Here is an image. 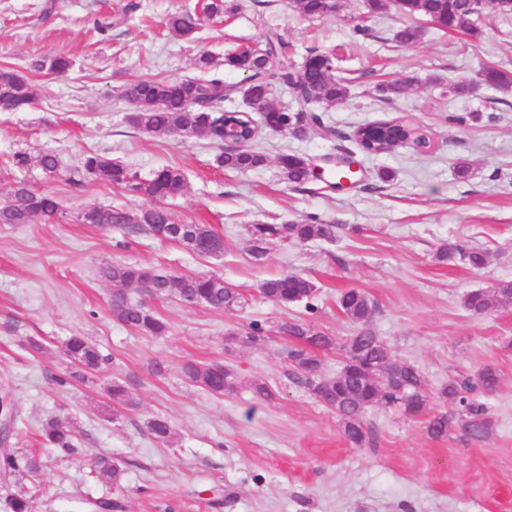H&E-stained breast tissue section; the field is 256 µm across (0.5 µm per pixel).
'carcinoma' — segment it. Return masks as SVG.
Instances as JSON below:
<instances>
[{
  "instance_id": "obj_1",
  "label": "carcinoma",
  "mask_w": 512,
  "mask_h": 512,
  "mask_svg": "<svg viewBox=\"0 0 512 512\" xmlns=\"http://www.w3.org/2000/svg\"><path fill=\"white\" fill-rule=\"evenodd\" d=\"M294 8L305 17L327 15L324 0H293ZM234 5L226 0H207L204 15L213 18L231 13ZM405 17L417 15L434 20L436 24H452L453 30H465L472 35L479 33L474 16L466 7V0H407L395 7ZM201 20L189 12H176L167 17L165 26L169 34L179 40L191 41L198 32ZM289 43L280 36L266 37L262 49L256 53L233 50L224 54V67L250 73L252 83L248 87V98L264 109L263 122L272 131L282 132L288 128V114L271 102L272 90L277 85L288 87L305 111L312 113L311 125L323 134L320 105L332 106L348 98L347 79L336 75L333 59L328 53H312L307 63L296 67L288 57ZM72 65L69 57L51 56L37 64V69L53 74L67 72ZM480 82L503 92L512 89V72L495 66H484L477 72ZM226 85L224 77L214 73L206 77H190L168 80L145 77L126 85L123 97L135 101L131 123L146 132L182 135L206 140L216 145L221 152L216 162L231 170L258 168L266 162L264 155L249 149L254 139L248 120L238 116L236 120L246 127L237 135L241 146L224 147L225 117L223 107ZM38 101L35 85L21 71L10 65L0 66V110L16 112ZM365 149L384 137L395 136L401 142L409 140L420 145L425 137L402 122L385 121L358 129ZM285 179L301 184L308 180L309 165L300 156L284 154L278 158ZM36 164L48 176L59 168L56 154L44 152L31 158L25 152L12 156V165L26 169ZM87 175L112 186L134 193L149 206L139 211H129L120 206L94 207L91 224L109 225L129 232L143 229L177 242L199 255L208 254L207 246L221 241L219 233L205 224H175L163 201L182 193L185 177L181 169L165 166L142 176L117 160L98 153L87 154L77 176L70 178L74 184ZM59 212L55 196L36 192L24 184L15 186L8 200L0 204V224H30L36 220L52 222ZM252 241L308 242L332 235L329 224H255L250 229ZM460 245L442 246L436 255L440 262L450 261L459 254ZM461 255V254H459ZM487 252L475 248L464 250L461 255L474 268L486 264ZM101 279L112 286L109 307L112 317L118 322L145 336H164L169 332L168 322L144 302L132 300L130 291L139 290L158 300L176 298L185 305L205 303L212 308L232 312L243 305L244 297L234 288L224 286V278L218 274L203 273L185 277H172L153 267L139 265H104L99 270ZM261 292L270 301L288 306L312 298L316 285L308 278L296 273H282L261 284ZM512 298V282L500 283L489 289L475 290L467 294L465 305L475 315H488L497 310L502 300ZM338 306L352 322L364 324L374 313V303L368 295L356 289L342 292ZM280 330L291 340L282 350L290 375L298 384L322 405L336 413L344 436L348 442L360 448L369 439L372 429L366 421L367 412L374 406H383L400 411L406 416H417L431 408L437 398L455 406L451 413L439 412L430 415L427 431L440 438L453 431L472 441L486 439L491 433L493 421L483 396L494 392L499 383V373L491 365L483 367L477 374L461 375L448 380L436 394L428 390L423 374L411 363L392 360L390 349L384 342L368 331H361L340 342L295 322H284ZM336 352L342 357V367L336 375L327 377L315 374L322 368V355ZM65 355L71 362L81 366L84 372L100 368L101 351L83 336H71L64 344ZM186 381L202 387L213 395H226L237 390L239 374L232 365L214 362L197 364L186 362L182 367ZM0 408L9 429H14L18 411L13 398L0 395ZM148 431L159 441L171 436L168 421L156 417L148 422ZM45 443L58 448L76 450V431L67 423L52 419L42 429ZM40 462L33 454L21 455L10 447L0 450V479L5 484L19 485L20 478L39 471ZM96 476L120 486L123 468L109 457L94 461ZM12 512H29L30 501L22 489L7 497Z\"/></svg>"
}]
</instances>
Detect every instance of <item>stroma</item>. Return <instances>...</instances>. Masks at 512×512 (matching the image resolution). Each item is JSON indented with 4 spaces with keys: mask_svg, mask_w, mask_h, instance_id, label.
I'll return each instance as SVG.
<instances>
[{
    "mask_svg": "<svg viewBox=\"0 0 512 512\" xmlns=\"http://www.w3.org/2000/svg\"><path fill=\"white\" fill-rule=\"evenodd\" d=\"M127 2L0 0V65L28 67L59 53L74 62L62 75L33 73L38 104L0 112V200L24 182L60 204L52 222L0 224V393L19 408L13 447L41 451L40 474L22 480L35 496L34 512H92L103 499L120 500L122 512H512V302L484 316L465 306L469 292L512 281V92L452 90L482 65L512 70V14L482 21L475 36L421 19L420 38L408 47L396 38L407 18L391 7L369 13L366 0H345L340 14L314 20L289 0H234L233 14L204 20L197 39L185 42L163 23L181 9L197 10L198 0H136L124 23L94 31L95 20ZM270 31L293 45L296 61L316 48L349 78L348 99L322 114L332 136L258 126L250 148L266 163L228 171L218 168V149L208 141L128 122L132 107L121 96L127 83L195 76L199 54L219 61L241 45L262 43ZM408 76L412 85L393 100L374 90ZM390 120L419 128L428 148L364 153L356 130ZM45 151L59 157L56 175L9 164L13 153ZM92 152L144 176L165 165L182 169L185 189L165 206L175 222L217 230L223 253L200 256L146 232L83 223L90 207L145 205L93 178L71 184ZM283 154L315 165L347 155L358 172L344 189L325 179L292 184L279 167ZM462 162L469 165L464 178L457 174ZM252 224H329L333 234L267 244L257 260ZM450 243L486 251L485 266L437 261V250ZM106 264L148 265L175 277L217 273L245 303L225 312L151 300L171 331L145 337L112 317L111 286L99 276ZM283 272L316 284L315 312L261 294V282ZM351 288L375 303L366 327L394 360L414 364L430 391L456 373L497 368L499 384L486 398L488 438H434L423 418L377 406L366 416L375 439L356 448L335 413L289 379L280 324L356 335L361 327L337 304ZM255 320L265 327V343L245 340ZM231 332L238 340L229 346ZM72 335L87 337L108 360L88 381L60 386L56 377L70 370L63 343ZM157 360L166 367L160 376L151 371ZM187 360L232 364L241 375L237 392L214 396L186 383ZM255 379L274 391L273 400L253 398ZM115 380L130 403L109 395ZM158 416L172 427L169 442L146 428ZM52 418L75 428L77 452L39 448L37 435ZM99 456L123 468L120 487L95 476Z\"/></svg>",
    "mask_w": 512,
    "mask_h": 512,
    "instance_id": "obj_1",
    "label": "stroma"
}]
</instances>
